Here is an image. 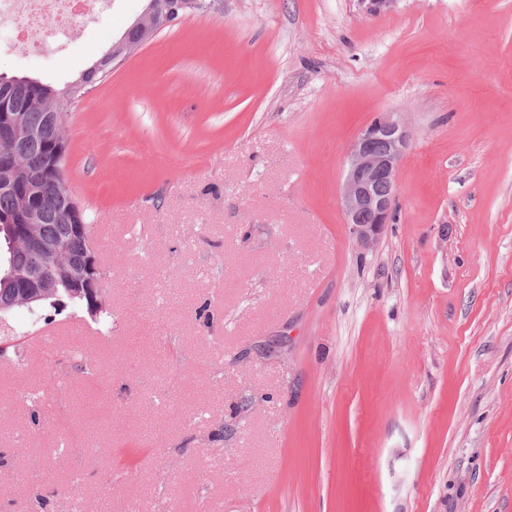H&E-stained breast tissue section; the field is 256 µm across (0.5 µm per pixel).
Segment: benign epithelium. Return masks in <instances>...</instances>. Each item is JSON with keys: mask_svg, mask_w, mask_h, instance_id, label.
I'll use <instances>...</instances> for the list:
<instances>
[{"mask_svg": "<svg viewBox=\"0 0 512 512\" xmlns=\"http://www.w3.org/2000/svg\"><path fill=\"white\" fill-rule=\"evenodd\" d=\"M152 0H146V10L112 44V61L124 57L125 51L141 46L133 36L151 29L155 11L151 10ZM398 0H359L363 11L370 17H377L395 9ZM199 0H169L167 16L183 18L198 15ZM34 131L25 126L12 112L0 113V137L20 147L28 142ZM409 132L406 126L391 115L374 119L353 142L350 150V164L342 188L341 208L348 224L349 234L357 245L370 251L377 245L382 230L390 220L395 193L384 195L377 190L380 183H387L396 189L397 173L401 158L407 149ZM66 157V144L62 139L48 142L47 151L41 157L30 160V165L42 178H49L53 169ZM21 199L17 223L3 228L11 248H24L37 260L21 285L11 293L0 297V315L4 316L17 305H30L55 292L54 276L49 267L60 270L68 267L66 251L62 241H46L33 229L43 222L46 209L42 197L32 182L14 181L9 183ZM67 222L76 230L81 224V205L71 193L63 195ZM78 282L85 285L88 296L87 312L96 317L108 308L100 279V270L94 250H89L84 264L77 270Z\"/></svg>", "mask_w": 512, "mask_h": 512, "instance_id": "obj_1", "label": "benign epithelium"}]
</instances>
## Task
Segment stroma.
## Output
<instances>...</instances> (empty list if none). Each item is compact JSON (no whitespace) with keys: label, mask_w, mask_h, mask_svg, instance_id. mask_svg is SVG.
<instances>
[{"label":"stroma","mask_w":512,"mask_h":512,"mask_svg":"<svg viewBox=\"0 0 512 512\" xmlns=\"http://www.w3.org/2000/svg\"><path fill=\"white\" fill-rule=\"evenodd\" d=\"M145 6L2 29L0 73L63 85ZM387 114L365 252L340 196ZM65 125L112 331L0 319V512H512V0H215ZM408 141L406 126L391 115H383L374 119L351 146L341 208L351 238L365 251L374 249L390 220L398 167ZM380 183L389 184L391 193H380Z\"/></svg>","instance_id":"1"}]
</instances>
